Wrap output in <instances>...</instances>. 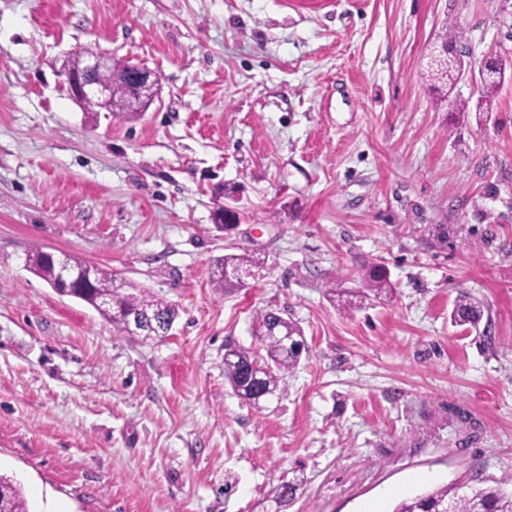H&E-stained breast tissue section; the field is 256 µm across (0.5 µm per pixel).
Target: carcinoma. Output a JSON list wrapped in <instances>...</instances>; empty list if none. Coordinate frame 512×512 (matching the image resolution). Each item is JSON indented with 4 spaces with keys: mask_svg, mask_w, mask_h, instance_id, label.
Instances as JSON below:
<instances>
[{
    "mask_svg": "<svg viewBox=\"0 0 512 512\" xmlns=\"http://www.w3.org/2000/svg\"><path fill=\"white\" fill-rule=\"evenodd\" d=\"M461 62L448 59V64L427 67L433 87L443 85L453 88L458 82ZM505 67L497 60L484 65L480 75L477 108L488 111L494 91L504 80ZM29 270L50 283L58 273L57 259L36 249L28 254ZM237 267L242 270L261 272L265 262L257 257L242 253L226 256L214 262L211 268V282L214 288L243 287L244 283L226 272ZM363 285L375 295L391 289L389 273L385 265L373 263L366 267ZM123 283L110 270L94 267L91 277L71 289L74 298L89 306L100 299L110 305V311L101 315L112 321L118 330L127 331L129 318L137 317L145 322L160 320L163 326L159 334L164 335L177 318L175 307L142 290L137 294L122 292ZM482 311L476 302L465 295L459 296L451 312V319L462 325L477 326ZM254 333L265 354L248 349L229 346L224 352V377L233 391L242 400L256 404L259 398L280 394L284 389L285 376L300 363L308 346L300 326L291 319H285L271 311H261L254 319ZM0 512H29L26 498L19 486L4 475H0ZM393 512H512V477L489 487H478L459 481L438 485L433 489L401 500Z\"/></svg>",
    "mask_w": 512,
    "mask_h": 512,
    "instance_id": "1",
    "label": "carcinoma"
}]
</instances>
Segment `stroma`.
Segmentation results:
<instances>
[{"label": "stroma", "mask_w": 512, "mask_h": 512, "mask_svg": "<svg viewBox=\"0 0 512 512\" xmlns=\"http://www.w3.org/2000/svg\"><path fill=\"white\" fill-rule=\"evenodd\" d=\"M450 25L467 69L512 66V0H0V474L31 512H393L512 475V69L461 111L470 80L426 79ZM87 50L157 75L141 119L69 96ZM35 248L172 303L169 335L58 295ZM245 251L263 278L213 288ZM372 262L391 298L339 312ZM261 310L308 354L251 406L224 349ZM505 67L497 60H492L484 65L480 75V85L477 87L479 93L477 108L478 112H489L491 97L494 91L504 80ZM265 262L260 258L249 255L246 252L234 255L225 256L224 258L217 259L211 268V282L217 290L226 288L244 287L243 282L238 280L232 274L226 272V268L237 267L242 270H252L255 272H262L265 269ZM477 304L471 301L469 297L460 294L451 312V319L461 325L471 324L476 327L482 318V311Z\"/></svg>", "instance_id": "35a3bbf8"}]
</instances>
